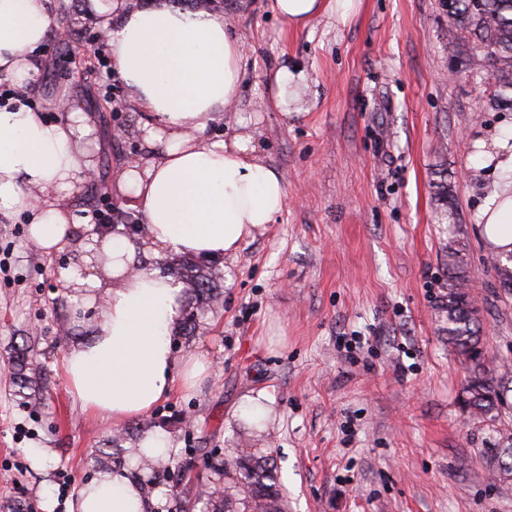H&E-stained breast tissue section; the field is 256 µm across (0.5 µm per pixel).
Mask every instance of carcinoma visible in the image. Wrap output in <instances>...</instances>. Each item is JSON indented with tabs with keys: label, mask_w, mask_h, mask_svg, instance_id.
I'll return each mask as SVG.
<instances>
[{
	"label": "carcinoma",
	"mask_w": 512,
	"mask_h": 512,
	"mask_svg": "<svg viewBox=\"0 0 512 512\" xmlns=\"http://www.w3.org/2000/svg\"><path fill=\"white\" fill-rule=\"evenodd\" d=\"M450 20L459 31V38L471 54L494 60V76L504 90L512 89V0H451ZM466 244L453 240L445 247L447 279L445 291L438 307L442 332L448 337V345L468 368L469 375L463 386L466 399L463 406L477 418L498 411L508 405L507 393L512 391V373L493 372L486 363L481 336V317L468 286V260ZM494 270L503 288H512V268L495 256ZM195 298V306L185 313V325L192 326L199 315L217 300L213 285L221 278L216 267L196 269L184 265L174 270ZM33 365L32 355L26 347L17 349L10 360L13 376L19 388L30 383L28 371ZM488 471L496 478L512 476V437L495 448L485 449ZM269 460L244 455L236 460V480L243 495L238 503L231 496L224 497L204 488L194 492V502L208 508L220 501L222 505L213 512H236L240 504L242 512L261 509L263 512H279V493L267 475Z\"/></svg>",
	"instance_id": "1"
}]
</instances>
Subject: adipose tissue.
<instances>
[{
    "label": "adipose tissue",
    "instance_id": "ef3b65f1",
    "mask_svg": "<svg viewBox=\"0 0 512 512\" xmlns=\"http://www.w3.org/2000/svg\"><path fill=\"white\" fill-rule=\"evenodd\" d=\"M55 8V0H0V76L17 92L0 104V214L29 208V239L40 251L83 248V265L59 276L100 300V312L88 340L67 351L63 375L82 410L123 423L149 414L174 388H197L210 367L197 353L176 359L172 334L183 286L147 269L142 255L234 253L274 222L288 195L282 177L257 155L250 132L229 143L208 133L237 98L244 56L223 15L183 10L169 0L148 6L108 0L100 8L106 49L146 116L141 131L157 152L118 181L145 235L129 238L120 224L85 234L61 200L94 169L95 130L72 100H59L66 119L52 122L19 99L40 72L39 49ZM270 8L299 29L330 12L347 23L356 0H271ZM493 147L485 161L503 181L486 198L480 222L490 244L506 253L512 251V136L497 137ZM163 502L159 491L144 497L129 466L100 472L78 488L70 508L156 512Z\"/></svg>",
    "mask_w": 512,
    "mask_h": 512
}]
</instances>
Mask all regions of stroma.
<instances>
[{
	"instance_id": "obj_1",
	"label": "stroma",
	"mask_w": 512,
	"mask_h": 512,
	"mask_svg": "<svg viewBox=\"0 0 512 512\" xmlns=\"http://www.w3.org/2000/svg\"><path fill=\"white\" fill-rule=\"evenodd\" d=\"M60 2L82 38L50 35L30 95L55 121L69 96L96 128V179L68 199L85 222L90 210H111L121 171L152 151L121 79L99 80L105 39L92 0ZM212 9L245 47L237 100L215 132L229 141L247 122L288 204L216 258L218 303L191 336L174 335L176 358L207 354L204 384L117 425L74 404L63 378L65 352L91 335L98 313L75 311L58 277L81 252L44 254L29 240L28 210L0 215V512H68L112 438L129 443L154 428L174 447L171 461L144 473L164 491L159 512H180L186 487L226 485L246 454L272 459L286 512H512V480L492 479L483 462L512 435V409L483 420L463 407L468 371L436 315L443 248L456 234L488 363L512 365V288L499 286L478 223L499 176L480 165L474 142L512 127L494 76L464 66L443 0H360L346 24L324 14L295 31L269 0H214ZM283 65L307 75L285 112L266 83ZM442 169L450 224L439 221L433 188ZM22 345L33 350L35 407L9 369ZM261 390L267 427L251 438L238 408ZM33 448L54 455L38 469Z\"/></svg>"
}]
</instances>
